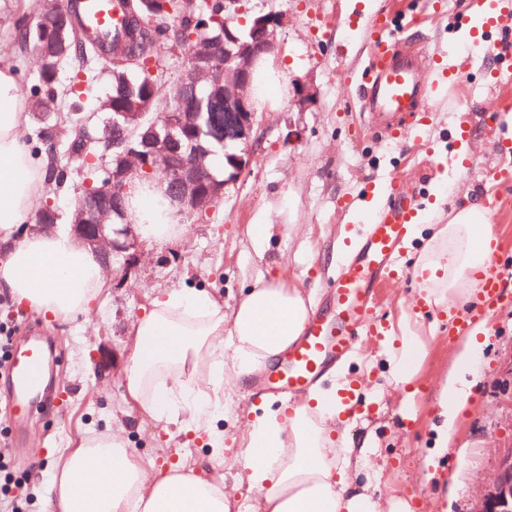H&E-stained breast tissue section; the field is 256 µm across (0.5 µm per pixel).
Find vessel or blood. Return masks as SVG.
Returning a JSON list of instances; mask_svg holds the SVG:
<instances>
[{"label": "vessel or blood", "instance_id": "1", "mask_svg": "<svg viewBox=\"0 0 512 512\" xmlns=\"http://www.w3.org/2000/svg\"><path fill=\"white\" fill-rule=\"evenodd\" d=\"M85 25L93 30L121 27L122 14L114 0H82ZM512 19V0H493L479 36L487 41ZM409 20L405 13L377 14L368 22V63L362 72V109L375 131L398 141L422 128L420 107L433 90L414 65L417 47L403 38ZM420 195L392 187L387 200L366 214L363 229L350 253L330 281L329 310L311 312L300 336L278 366L252 384L260 395L281 398L308 393L345 360L357 354L362 341L390 338L394 327L378 313L379 290L409 278L406 263L412 228L419 218ZM505 273L486 279L481 305L463 313H449V337L466 334L476 321L487 320L496 309L512 304L505 289ZM9 391L0 405V422L13 424L21 411L35 412L54 401L44 386V363L38 347L12 348L5 366Z\"/></svg>", "mask_w": 512, "mask_h": 512}]
</instances>
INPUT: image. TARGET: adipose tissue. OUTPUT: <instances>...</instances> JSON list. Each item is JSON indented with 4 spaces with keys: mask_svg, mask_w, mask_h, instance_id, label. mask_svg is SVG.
Listing matches in <instances>:
<instances>
[{
    "mask_svg": "<svg viewBox=\"0 0 512 512\" xmlns=\"http://www.w3.org/2000/svg\"><path fill=\"white\" fill-rule=\"evenodd\" d=\"M28 120L16 73L0 65V292L33 311L67 320L89 315L107 286L100 255L79 242L68 225L50 232L28 221L44 191L39 162L22 135ZM129 222L147 240L180 241L186 226L166 184L132 177L126 202ZM487 211L453 209L415 265L429 307L445 312L480 301L477 286L489 275L478 232ZM312 300L302 289L256 279L232 309L206 296L171 292L136 317L122 369L130 413L156 422L183 420L205 435L214 450L224 436L210 425L226 390L269 366L300 336ZM492 329L473 325L458 339L454 359L439 381L441 419L434 428L437 466L455 443V426L472 408L480 379L476 355ZM426 355L411 322H404L388 354L398 383L409 384ZM336 390L317 387L298 402L255 417L224 475L206 478L196 462L145 467L117 432L80 438L55 463L46 512H231L235 493L248 486L257 512H409L405 498L379 502L358 484L369 467L366 451L354 450L341 427Z\"/></svg>",
    "mask_w": 512,
    "mask_h": 512,
    "instance_id": "adipose-tissue-1",
    "label": "adipose tissue"
}]
</instances>
